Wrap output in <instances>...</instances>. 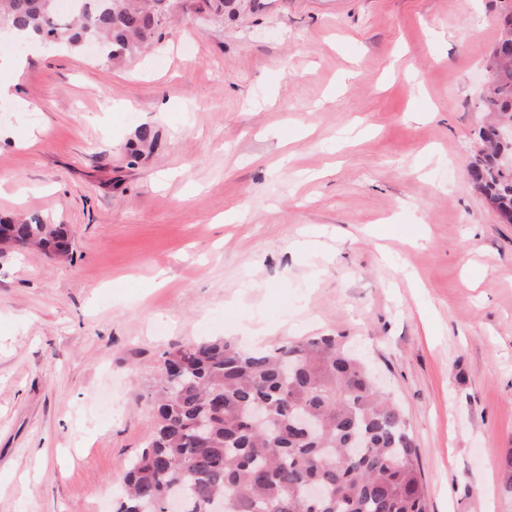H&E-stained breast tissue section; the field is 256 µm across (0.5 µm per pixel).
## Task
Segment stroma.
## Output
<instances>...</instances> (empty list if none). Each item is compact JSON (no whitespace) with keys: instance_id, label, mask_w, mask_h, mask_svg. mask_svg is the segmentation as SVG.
Returning a JSON list of instances; mask_svg holds the SVG:
<instances>
[{"instance_id":"stroma-1","label":"stroma","mask_w":512,"mask_h":512,"mask_svg":"<svg viewBox=\"0 0 512 512\" xmlns=\"http://www.w3.org/2000/svg\"><path fill=\"white\" fill-rule=\"evenodd\" d=\"M500 4L247 0L0 70V214L72 249L0 255V512H113L163 352L322 334L401 406L428 512H512V224L468 174Z\"/></svg>"}]
</instances>
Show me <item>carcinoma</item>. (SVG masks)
Here are the masks:
<instances>
[{"mask_svg":"<svg viewBox=\"0 0 512 512\" xmlns=\"http://www.w3.org/2000/svg\"><path fill=\"white\" fill-rule=\"evenodd\" d=\"M244 0H0V26L34 33L41 44L80 49L98 42L109 61L153 49L176 16L224 20ZM494 79L482 94L484 141L469 175L498 209L512 212V154L493 137L512 120V28H500L491 48ZM0 232L25 250L46 254L69 239L63 224L37 214L0 216ZM155 425L125 473L115 512H140L164 496L180 512H427L414 440L400 407L377 386L361 354L341 337L322 335L275 349H246L232 341L201 340L162 354ZM262 409L266 421L252 419ZM319 486L316 502L308 489Z\"/></svg>","mask_w":512,"mask_h":512,"instance_id":"obj_1","label":"carcinoma"}]
</instances>
